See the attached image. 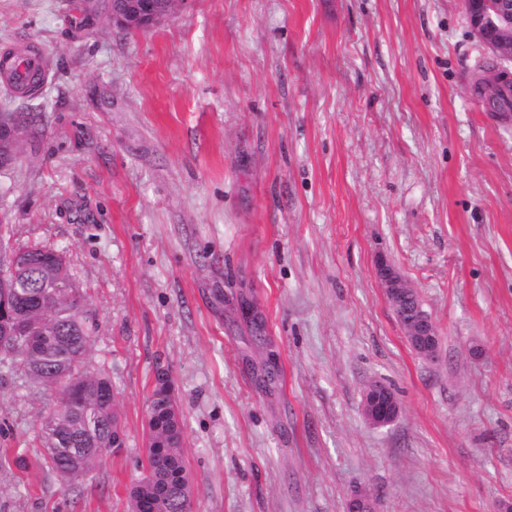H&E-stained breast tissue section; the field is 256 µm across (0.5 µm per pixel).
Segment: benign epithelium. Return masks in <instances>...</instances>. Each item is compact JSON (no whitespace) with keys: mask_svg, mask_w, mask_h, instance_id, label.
I'll return each instance as SVG.
<instances>
[{"mask_svg":"<svg viewBox=\"0 0 512 512\" xmlns=\"http://www.w3.org/2000/svg\"><path fill=\"white\" fill-rule=\"evenodd\" d=\"M112 11L106 13L110 24L124 30L149 31L170 19L176 0H107ZM470 32L496 62H512V0H465ZM377 277L390 306L399 319L411 348L423 358H439L436 324L431 315L416 303L413 286L387 261H377ZM153 391L165 399L167 426L165 435H175L180 418L175 386L169 374L157 372ZM363 416L376 428L394 423L401 413L397 393L385 382H369L363 395ZM346 512H378L377 498L369 490L358 488L347 499Z\"/></svg>","mask_w":512,"mask_h":512,"instance_id":"7a95c632","label":"benign epithelium"}]
</instances>
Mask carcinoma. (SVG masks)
I'll use <instances>...</instances> for the list:
<instances>
[{
  "label": "carcinoma",
  "mask_w": 512,
  "mask_h": 512,
  "mask_svg": "<svg viewBox=\"0 0 512 512\" xmlns=\"http://www.w3.org/2000/svg\"><path fill=\"white\" fill-rule=\"evenodd\" d=\"M491 112H512L508 83L488 98ZM0 119L15 120L27 127V138L43 135L46 120L39 112H1ZM20 253L24 263L13 274L18 288H0V365L21 371L27 378L55 395L53 407L40 416L43 448L53 469L72 477L102 464L112 450V434L119 430L118 416L109 393L112 382L102 373L84 370V364L97 339L98 322L87 308L83 292L56 291L61 278L72 279L64 251L41 244L13 246L0 239V262ZM77 378L82 405L71 408L59 392V383ZM148 443L146 472L129 494L130 512L140 503L137 491L170 486L166 499L157 503L156 512H191V499L179 494L174 476L187 475L183 448H168L160 456L155 447L158 425L164 421L162 408L148 401Z\"/></svg>",
  "instance_id": "1"
}]
</instances>
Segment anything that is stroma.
Returning <instances> with one entry per match:
<instances>
[{
    "mask_svg": "<svg viewBox=\"0 0 512 512\" xmlns=\"http://www.w3.org/2000/svg\"><path fill=\"white\" fill-rule=\"evenodd\" d=\"M82 8L0 0V52L37 40L46 69L33 99L0 84V112L47 119L0 171V237L65 248L126 446L58 474L47 396L0 367V512H128L161 370L193 512H345L356 487L379 512L512 504V117L472 90L464 0H189L146 32ZM374 379L402 404L379 429ZM376 272L411 348L427 360H438L437 327L431 315L416 303L419 297L415 288L384 259L377 261ZM156 392V397H164L166 406L167 426L165 427L164 435H175L176 422L181 417L180 411L176 402L175 386L169 374L164 371H158L155 377L152 394ZM401 402L397 393L385 382L372 380L364 390L363 416L376 428L394 423L401 413Z\"/></svg>",
    "mask_w": 512,
    "mask_h": 512,
    "instance_id": "obj_1",
    "label": "stroma"
}]
</instances>
